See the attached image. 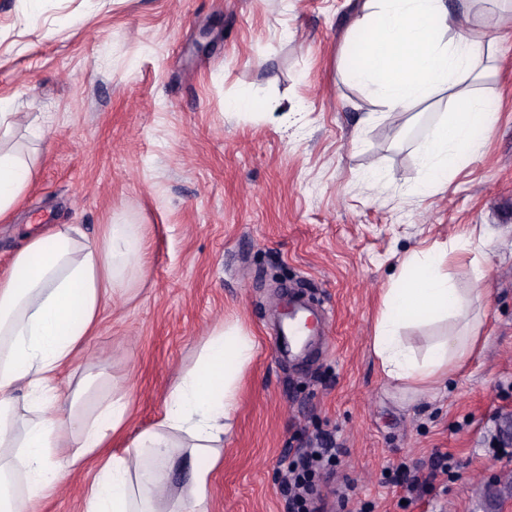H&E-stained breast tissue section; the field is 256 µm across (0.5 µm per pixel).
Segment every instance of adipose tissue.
Instances as JSON below:
<instances>
[{
  "label": "adipose tissue",
  "mask_w": 512,
  "mask_h": 512,
  "mask_svg": "<svg viewBox=\"0 0 512 512\" xmlns=\"http://www.w3.org/2000/svg\"><path fill=\"white\" fill-rule=\"evenodd\" d=\"M501 0H361L343 46L346 82L367 91L375 115L387 119L446 96L448 113L420 144L421 191L446 180L489 132L493 115L473 87L490 70L473 27L476 5ZM36 158L19 143L0 146V216L30 184ZM143 228L107 224L91 237L73 224L29 235L0 276V479L22 473L19 493L0 486V512H38L62 472L93 469L85 512H156L161 477L177 459L190 469L183 493L164 512H207L208 492L232 428L238 391L256 348L238 326L215 329L194 370L171 389L162 418L139 432L123 454L111 452L128 404L117 397L87 415L92 381L62 397L57 377L95 336L101 311L125 272L141 268ZM447 245L402 260L386 289L373 350L386 382L425 392L443 386L475 348L473 336H436L417 352L404 326L449 318L468 324L472 299L443 271ZM25 389L29 411L16 392Z\"/></svg>",
  "instance_id": "obj_1"
}]
</instances>
